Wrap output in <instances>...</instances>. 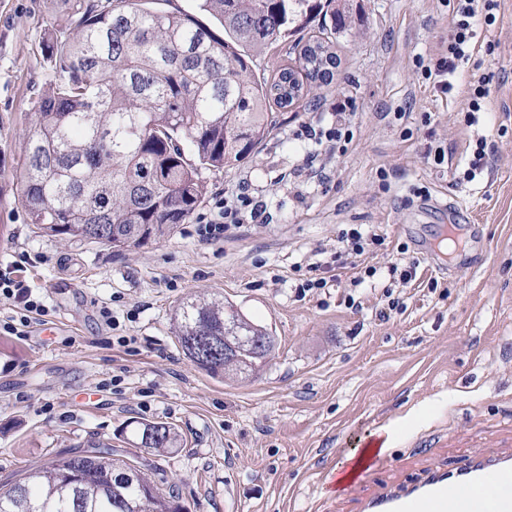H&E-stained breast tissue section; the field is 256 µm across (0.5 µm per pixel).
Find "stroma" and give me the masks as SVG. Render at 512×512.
<instances>
[{
	"mask_svg": "<svg viewBox=\"0 0 512 512\" xmlns=\"http://www.w3.org/2000/svg\"><path fill=\"white\" fill-rule=\"evenodd\" d=\"M498 4L458 76L492 77L479 111L488 166L475 180L423 157L430 133L457 160L469 144V95L435 92L424 72L448 42V0H321L253 72L270 80L298 67L295 44L341 8L348 29L333 40L330 83L306 81L248 158L204 171L192 223L116 252L38 236L29 222L14 173L52 76L43 41L63 12L60 0H0V272L24 266L49 309L27 338L0 334V483L99 444L144 468L183 512H350L321 475L367 442L393 460L371 491L475 451H512V0ZM345 98L354 138L321 185L299 134L328 129ZM243 182L269 199L264 220L202 242L198 225ZM448 202L481 230L472 249L484 257L462 273L428 255ZM353 224L385 237L367 258L378 275L355 288L362 309L344 302L349 268L330 293L297 300L307 264ZM403 244L421 261L406 284L388 272ZM389 287L402 307L382 321L375 307ZM194 294L222 296L270 329L275 348L254 378L228 383L185 358L171 318ZM105 306L119 327L101 317ZM120 336L137 343L120 347ZM135 420L176 428L182 448L159 456L129 445Z\"/></svg>",
	"mask_w": 512,
	"mask_h": 512,
	"instance_id": "1",
	"label": "stroma"
}]
</instances>
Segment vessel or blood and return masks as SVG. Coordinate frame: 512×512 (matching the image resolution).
I'll use <instances>...</instances> for the list:
<instances>
[{
    "label": "vessel or blood",
    "mask_w": 512,
    "mask_h": 512,
    "mask_svg": "<svg viewBox=\"0 0 512 512\" xmlns=\"http://www.w3.org/2000/svg\"><path fill=\"white\" fill-rule=\"evenodd\" d=\"M380 453L365 457L344 491L357 512H512V454L472 453L448 469H432L419 481L361 495L370 473L388 466Z\"/></svg>",
    "instance_id": "b4317fda"
}]
</instances>
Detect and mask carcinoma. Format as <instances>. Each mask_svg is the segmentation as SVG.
Returning <instances> with one entry per match:
<instances>
[{"mask_svg":"<svg viewBox=\"0 0 512 512\" xmlns=\"http://www.w3.org/2000/svg\"><path fill=\"white\" fill-rule=\"evenodd\" d=\"M64 31L44 44L56 73L38 101L17 176L30 223L42 237L140 245L188 224L205 194L204 170L230 168L267 137L271 108L303 97L304 80L329 83V42L301 46V67L255 78L253 59L290 36L317 9L313 0H201L220 36L184 13L148 0H63ZM191 146L186 155L184 144ZM174 328L189 360L232 381L261 370L274 347L267 328L218 298H188ZM266 340L259 352L241 338ZM175 452L174 428L136 422L135 444ZM79 474L70 480L67 474ZM0 486V512H171L166 495L137 466L105 446L56 457Z\"/></svg>","mask_w":512,"mask_h":512,"instance_id":"obj_1","label":"carcinoma"}]
</instances>
